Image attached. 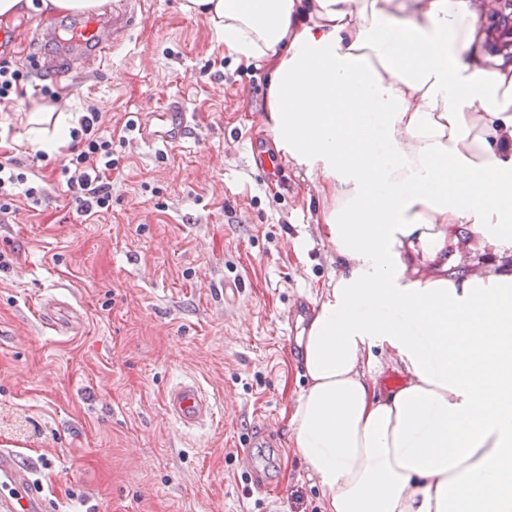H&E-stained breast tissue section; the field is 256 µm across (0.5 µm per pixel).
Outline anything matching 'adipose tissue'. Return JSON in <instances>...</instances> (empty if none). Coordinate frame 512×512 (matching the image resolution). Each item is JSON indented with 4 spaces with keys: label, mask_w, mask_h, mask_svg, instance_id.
Segmentation results:
<instances>
[{
    "label": "adipose tissue",
    "mask_w": 512,
    "mask_h": 512,
    "mask_svg": "<svg viewBox=\"0 0 512 512\" xmlns=\"http://www.w3.org/2000/svg\"><path fill=\"white\" fill-rule=\"evenodd\" d=\"M491 8L180 2L267 69L263 125L315 179L343 265L297 338L286 413L322 512H512V65L485 63ZM73 122L32 112L27 141L54 152Z\"/></svg>",
    "instance_id": "obj_1"
}]
</instances>
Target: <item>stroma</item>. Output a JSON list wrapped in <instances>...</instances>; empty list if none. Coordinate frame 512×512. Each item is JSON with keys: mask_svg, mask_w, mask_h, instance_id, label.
<instances>
[{"mask_svg": "<svg viewBox=\"0 0 512 512\" xmlns=\"http://www.w3.org/2000/svg\"><path fill=\"white\" fill-rule=\"evenodd\" d=\"M179 3L143 0L144 24L68 82L30 63V27L55 16L29 9L7 24L11 61L53 87L56 111L95 108L118 164L111 212L85 216L60 154L46 165L24 142L34 103L0 102V161L15 158L45 188L40 206L21 197L0 215V448L34 464L50 512H320L282 418L303 385L286 334L338 265L310 179L272 160L264 67L225 56ZM176 100L186 137L145 147L138 114ZM228 278L242 282L229 303ZM44 298L72 336L42 328ZM182 381L214 401L213 420L187 429L167 415ZM261 426L271 446L246 448ZM247 456L285 495L255 491Z\"/></svg>", "mask_w": 512, "mask_h": 512, "instance_id": "obj_1", "label": "stroma"}]
</instances>
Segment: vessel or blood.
I'll return each mask as SVG.
<instances>
[{"label":"vessel or blood","mask_w":512,"mask_h":512,"mask_svg":"<svg viewBox=\"0 0 512 512\" xmlns=\"http://www.w3.org/2000/svg\"><path fill=\"white\" fill-rule=\"evenodd\" d=\"M137 0H113L111 9L81 14L51 29L38 28L34 40L55 46L56 56L35 57L37 67L73 76L85 66L105 58L117 49L136 26L145 21L138 12ZM492 42L496 52L512 53V0H503L492 24ZM159 125L143 124L140 141L147 147L178 143L188 124L184 105L171 106L159 113ZM165 410L174 420L193 426L213 415V405L199 385L182 382L172 387L166 396ZM0 512H48V502L42 489L30 477L29 468L18 454L0 448Z\"/></svg>","instance_id":"1"}]
</instances>
